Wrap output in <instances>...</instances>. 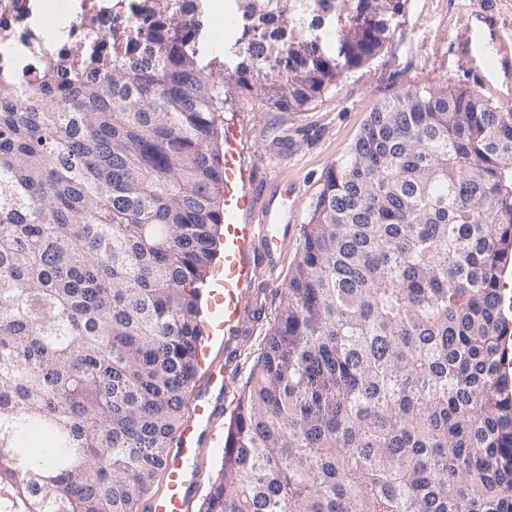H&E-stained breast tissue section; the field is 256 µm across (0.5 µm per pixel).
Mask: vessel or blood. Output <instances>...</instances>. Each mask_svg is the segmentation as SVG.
<instances>
[{
	"label": "vessel or blood",
	"mask_w": 512,
	"mask_h": 512,
	"mask_svg": "<svg viewBox=\"0 0 512 512\" xmlns=\"http://www.w3.org/2000/svg\"><path fill=\"white\" fill-rule=\"evenodd\" d=\"M238 176L232 160L224 162V322L232 324L243 310L246 297L242 283L250 273L252 241L248 232L236 224L238 213L252 209L249 195L231 191ZM299 203V191L294 186L279 189L270 195L263 218V238L268 253H275L281 244L282 224L293 221ZM215 406L207 398H199L193 415L183 425L174 447L165 449L167 483L163 493L150 499L146 512H189L190 489L202 473L197 465L200 448L196 436L207 431Z\"/></svg>",
	"instance_id": "vessel-or-blood-1"
}]
</instances>
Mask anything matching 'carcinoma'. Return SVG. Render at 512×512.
Wrapping results in <instances>:
<instances>
[{"label": "carcinoma", "mask_w": 512, "mask_h": 512, "mask_svg": "<svg viewBox=\"0 0 512 512\" xmlns=\"http://www.w3.org/2000/svg\"><path fill=\"white\" fill-rule=\"evenodd\" d=\"M237 4L238 62L209 71L204 0H112L51 47L0 22L35 54L28 86L0 79V512L150 492L199 369L225 85L301 112L400 9ZM301 238L202 512H512V112L418 86L378 104Z\"/></svg>", "instance_id": "obj_1"}]
</instances>
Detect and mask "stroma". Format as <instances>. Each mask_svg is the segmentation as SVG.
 <instances>
[{
    "instance_id": "35a3bbf8",
    "label": "stroma",
    "mask_w": 512,
    "mask_h": 512,
    "mask_svg": "<svg viewBox=\"0 0 512 512\" xmlns=\"http://www.w3.org/2000/svg\"><path fill=\"white\" fill-rule=\"evenodd\" d=\"M480 9L498 17V39L512 47V0H401L385 48L365 64L343 72L336 86L306 111H277L256 96L226 86L221 134L245 174L235 183L236 192L253 195L261 205L276 184L292 183L300 189L299 212L294 224L283 230L284 241L278 253L266 255L263 242L255 241L252 258L256 270L246 287L245 311L236 338H227L223 330L217 329L205 342L209 356L199 368L185 406L193 408L196 395L202 394L219 402L220 408L213 421L216 438L202 444V477L192 491L190 512H200L209 485L222 465L224 431L254 358L278 322L290 269L301 249L300 227L309 218L323 176L347 156L373 108L412 86L466 89L481 95L492 107L501 108L498 95L481 80L483 63L464 65L457 47L458 34ZM239 35L236 8H229L221 16L207 15L198 42L201 65L223 61L225 49ZM224 367L232 376L227 389L207 386L211 370Z\"/></svg>"
}]
</instances>
